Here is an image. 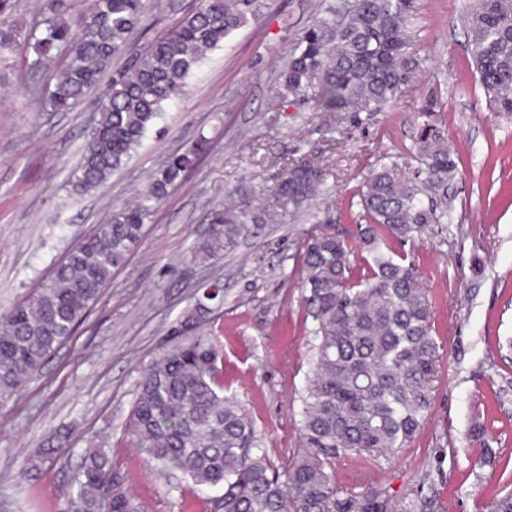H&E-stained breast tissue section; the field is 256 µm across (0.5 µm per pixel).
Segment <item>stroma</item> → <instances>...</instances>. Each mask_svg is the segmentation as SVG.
I'll use <instances>...</instances> for the list:
<instances>
[{"instance_id":"stroma-1","label":"stroma","mask_w":512,"mask_h":512,"mask_svg":"<svg viewBox=\"0 0 512 512\" xmlns=\"http://www.w3.org/2000/svg\"><path fill=\"white\" fill-rule=\"evenodd\" d=\"M134 40L146 46L199 0H157ZM328 0H267L262 16L208 53L133 159L91 192H74L90 104L53 112L35 94L50 72L26 74L30 44L0 52V305L26 298L71 247L132 202L170 154L200 148L144 226L141 245L112 273L79 333L47 361L15 402L0 408V512H63L69 477L90 444L104 446L125 478L132 512H209V494L189 479L147 469L127 447L125 425L141 370L194 302L218 278L227 300L211 327L223 354L224 392L254 422L273 464L299 444V410L316 339L302 298L300 244L319 233L309 216L265 225L259 237L203 263L187 260L225 195L256 208L294 157L297 139L328 170L338 234L352 235L351 203L378 160L410 177L416 145L434 127L453 154L451 224H430L403 249L433 297L440 344L434 402L423 428L391 454L337 460L341 497L380 492L387 512L420 496L438 512H487L512 488V114L490 111L470 65L468 0H415L412 25L426 63L387 112H270L291 46ZM66 430L68 460L44 462L24 490L13 480L18 452L38 451L46 432Z\"/></svg>"}]
</instances>
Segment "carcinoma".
<instances>
[{
	"label": "carcinoma",
	"instance_id": "1",
	"mask_svg": "<svg viewBox=\"0 0 512 512\" xmlns=\"http://www.w3.org/2000/svg\"><path fill=\"white\" fill-rule=\"evenodd\" d=\"M155 0H90L70 29L69 0H43L44 28L27 71L65 58L53 88L54 111L91 97L99 119L91 128L75 178L86 193L129 159L165 104L186 93L190 71L235 30L262 15L264 0H200L147 48L131 34ZM409 0H351L331 5L290 51L284 90L269 110L284 112L288 98L320 112H379L414 83L423 63L408 27ZM469 56L487 105L512 114V0H471ZM109 73L106 87L101 77ZM425 178L407 179L394 167L373 168L355 197L362 223L352 241L332 228L307 238L299 261L303 305L318 340L302 401L301 445L279 468L271 463L252 420L224 395L220 349L204 326L224 305L215 282L178 318L161 352L140 373L124 436L159 473L177 471L216 492L211 512H386L377 497L338 495L333 465L351 453H393L422 428L433 403L439 343L433 336L430 291L413 261L393 248L428 224H449L451 152L420 147ZM193 164L173 154L135 203L112 211L81 240L48 280L25 300L0 312V405L15 400L46 360L73 336L90 305L112 279V269L136 249L144 224ZM328 173L306 157L289 164L263 208L224 205L191 249L195 261L232 249L275 216H295L324 193ZM65 436L51 434L38 455L13 459L23 487ZM130 496L112 456L87 448L65 512H129Z\"/></svg>",
	"mask_w": 512,
	"mask_h": 512
}]
</instances>
